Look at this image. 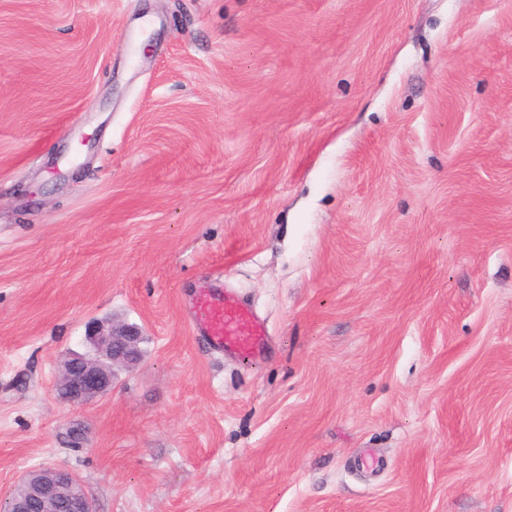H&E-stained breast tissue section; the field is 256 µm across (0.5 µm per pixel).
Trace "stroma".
Returning a JSON list of instances; mask_svg holds the SVG:
<instances>
[{"label":"stroma","mask_w":512,"mask_h":512,"mask_svg":"<svg viewBox=\"0 0 512 512\" xmlns=\"http://www.w3.org/2000/svg\"><path fill=\"white\" fill-rule=\"evenodd\" d=\"M96 320L143 357L70 406ZM53 464L96 512H512V0H0V512ZM190 314L195 339L210 350L243 360H260L267 353L270 338L265 324L236 294L204 282L193 293Z\"/></svg>","instance_id":"obj_1"}]
</instances>
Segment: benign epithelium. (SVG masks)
Here are the masks:
<instances>
[{
	"label": "benign epithelium",
	"instance_id": "7a95c632",
	"mask_svg": "<svg viewBox=\"0 0 512 512\" xmlns=\"http://www.w3.org/2000/svg\"><path fill=\"white\" fill-rule=\"evenodd\" d=\"M89 350L61 357L56 381L60 400L90 406L112 388L114 367L136 364L134 352L141 341L135 326L95 323L88 329ZM78 477L62 464L26 472L15 489L10 512H94L88 491L75 488Z\"/></svg>",
	"mask_w": 512,
	"mask_h": 512
}]
</instances>
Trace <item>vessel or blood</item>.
<instances>
[{
    "label": "vessel or blood",
    "instance_id": "b4317fda",
    "mask_svg": "<svg viewBox=\"0 0 512 512\" xmlns=\"http://www.w3.org/2000/svg\"><path fill=\"white\" fill-rule=\"evenodd\" d=\"M190 314L197 340L210 350L244 360H259L266 354L267 328L236 294L202 284L193 293Z\"/></svg>",
    "mask_w": 512,
    "mask_h": 512
}]
</instances>
